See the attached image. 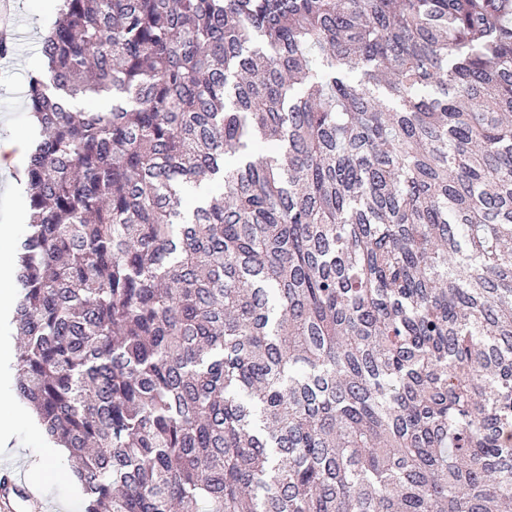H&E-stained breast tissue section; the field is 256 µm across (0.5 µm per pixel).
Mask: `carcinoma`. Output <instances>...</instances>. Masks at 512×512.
<instances>
[{
	"instance_id": "obj_1",
	"label": "carcinoma",
	"mask_w": 512,
	"mask_h": 512,
	"mask_svg": "<svg viewBox=\"0 0 512 512\" xmlns=\"http://www.w3.org/2000/svg\"><path fill=\"white\" fill-rule=\"evenodd\" d=\"M511 15L61 0L15 393L85 512L512 508Z\"/></svg>"
}]
</instances>
